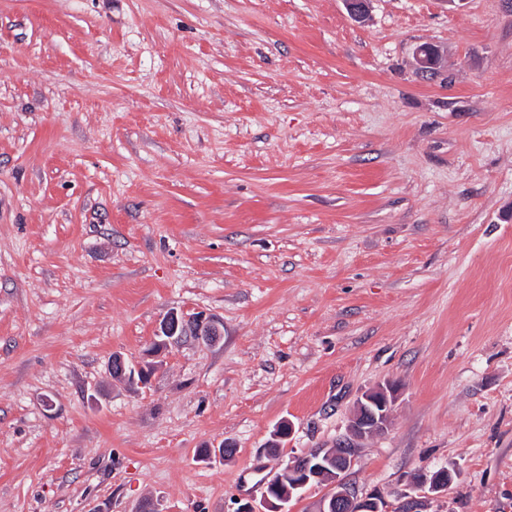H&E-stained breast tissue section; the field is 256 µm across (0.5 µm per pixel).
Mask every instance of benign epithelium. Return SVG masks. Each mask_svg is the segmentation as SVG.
<instances>
[{
  "instance_id": "1",
  "label": "benign epithelium",
  "mask_w": 512,
  "mask_h": 512,
  "mask_svg": "<svg viewBox=\"0 0 512 512\" xmlns=\"http://www.w3.org/2000/svg\"><path fill=\"white\" fill-rule=\"evenodd\" d=\"M350 17L358 22L369 18L371 0H345ZM418 63L421 71L431 72L438 66L436 50L423 46L418 50ZM221 335V330L211 316L203 312L187 314L172 311L164 317L155 341L153 352L157 353L178 344L187 336L199 340H209ZM112 375L122 379L130 386L145 383L148 371L144 367H132L123 357L112 358ZM397 389L389 385L379 386L363 394L353 411L348 430L356 439L384 432L389 425ZM355 463V449L348 443L336 451L325 455L315 453L294 457L268 479L266 492L260 504L250 502L242 504L236 512H288L287 504L302 495L307 487L326 485L330 492L319 500L317 512H388L386 500L379 496L358 497L346 483L342 474ZM456 472L447 467L439 468L429 474H422L414 483V488L424 496H434L448 491Z\"/></svg>"
}]
</instances>
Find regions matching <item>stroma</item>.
Returning a JSON list of instances; mask_svg holds the SVG:
<instances>
[{
	"label": "stroma",
	"mask_w": 512,
	"mask_h": 512,
	"mask_svg": "<svg viewBox=\"0 0 512 512\" xmlns=\"http://www.w3.org/2000/svg\"><path fill=\"white\" fill-rule=\"evenodd\" d=\"M386 383L356 494L512 512V0H0V512L260 504ZM221 330L211 316L203 312L187 314L172 311L164 317L160 324L154 353L178 344L185 336H195L198 340H210L213 336H221ZM163 336H169L164 338ZM204 341V340H203ZM148 371L145 367H132L123 357L116 355L112 358V375L125 381L129 386H138L145 383ZM457 476L455 470L447 467L439 468L429 474H422L414 483V488L419 490L424 496H410L403 501L398 508L400 512H424V501L422 498L438 495L444 492L448 493V488L452 485L454 477Z\"/></svg>",
	"instance_id": "35a3bbf8"
}]
</instances>
